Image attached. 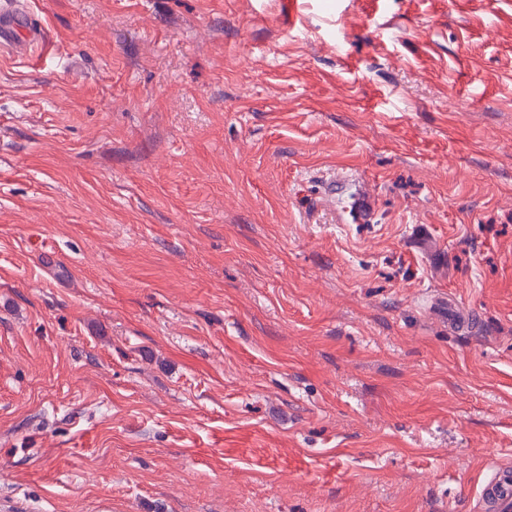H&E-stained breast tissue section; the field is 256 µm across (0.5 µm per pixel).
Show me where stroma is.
Returning <instances> with one entry per match:
<instances>
[{"label":"stroma","instance_id":"stroma-1","mask_svg":"<svg viewBox=\"0 0 512 512\" xmlns=\"http://www.w3.org/2000/svg\"><path fill=\"white\" fill-rule=\"evenodd\" d=\"M25 2L0 512H480L512 466V0ZM350 199V209L356 221L358 223L368 221L374 209L372 195L364 189L357 188L355 185V189L351 193Z\"/></svg>","mask_w":512,"mask_h":512}]
</instances>
